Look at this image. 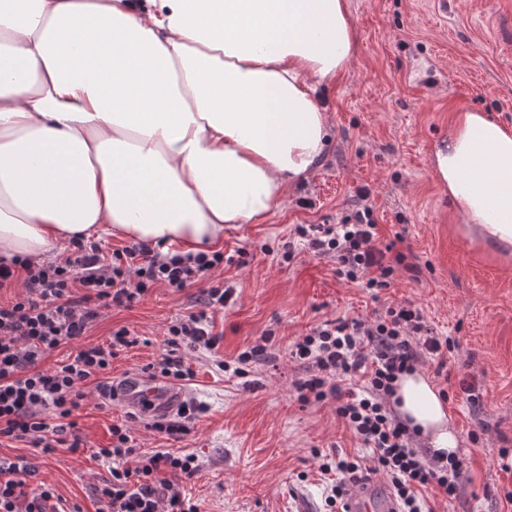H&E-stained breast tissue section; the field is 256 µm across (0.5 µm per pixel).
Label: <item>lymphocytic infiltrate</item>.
I'll return each mask as SVG.
<instances>
[{"label":"lymphocytic infiltrate","instance_id":"lymphocytic-infiltrate-1","mask_svg":"<svg viewBox=\"0 0 512 512\" xmlns=\"http://www.w3.org/2000/svg\"><path fill=\"white\" fill-rule=\"evenodd\" d=\"M369 197L368 189L360 190L364 205L345 223L300 224L294 235L315 256L332 257L340 279L375 294L391 287L405 256L394 243L380 241ZM223 264L218 251L168 257L138 243L107 255L96 243L81 240L64 259L45 265L19 256L0 259V289L17 280V271L26 274L22 297L0 303V439L27 440L46 450L67 444L85 386L110 399L112 361L138 342L125 327L104 345L82 346L79 338L99 309L132 307L158 283L203 286L200 309L169 326L170 350L155 368L163 378L192 377L178 351L216 348L209 311L224 306L232 291L205 281ZM73 341L78 347L67 360L42 368L48 353ZM451 347L450 338L434 335L421 309L408 301L370 323L344 317L322 321L294 343L290 354L307 371L295 384L299 400L335 401L337 417L367 450L363 456L322 460L319 472L330 484L324 512H345L349 486L364 473L387 480L398 512H431L423 495L431 486L455 497L461 460L446 463L419 448L415 433L389 404L398 375L425 359L443 358ZM347 380L358 381V389L344 388ZM111 434L110 446L93 454L108 463L110 473L98 490V512H199L198 503L179 488L180 480L197 470L193 455L141 451L121 423ZM31 474L30 467L0 461V512H48L54 493L45 485L27 489Z\"/></svg>","mask_w":512,"mask_h":512}]
</instances>
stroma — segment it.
Instances as JSON below:
<instances>
[{"instance_id": "obj_1", "label": "stroma", "mask_w": 512, "mask_h": 512, "mask_svg": "<svg viewBox=\"0 0 512 512\" xmlns=\"http://www.w3.org/2000/svg\"><path fill=\"white\" fill-rule=\"evenodd\" d=\"M358 35L352 70L324 92L330 140L318 172L295 188L264 223L224 230L220 251L245 253L225 265L216 284H229V304L212 310L214 350L191 355L186 400L198 412L182 439L168 440L132 425L140 448H169L197 457L198 471L182 487L201 512H320L327 493L322 456L352 455L357 442L337 419L334 401L302 403L293 388L305 377L291 345L316 323L337 317L373 321L408 300L435 335L450 337L447 376L422 362L448 393L463 462L454 500L427 492L432 512H512V262L480 252L457 230L448 193L431 164L458 113L481 111L512 127V0H349ZM369 188L381 241L406 256L390 288L378 297L341 281L332 260L297 247L291 262L274 248L298 224H340L361 206ZM272 246V253L261 250ZM199 286L152 288L129 308L103 310L82 341L107 343L127 327L138 345L112 362V376L144 374L168 350L167 329L200 307ZM271 335L273 359L234 376L238 354ZM481 395L467 401V387ZM129 407L100 404L88 394L75 414L79 448L45 452L25 441H0V458L34 467L28 486L49 485L64 512H96L97 490L110 473L94 449L108 446L113 424ZM479 442H471V431Z\"/></svg>"}]
</instances>
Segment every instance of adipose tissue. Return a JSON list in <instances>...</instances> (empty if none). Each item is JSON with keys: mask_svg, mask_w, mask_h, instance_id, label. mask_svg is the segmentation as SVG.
I'll return each instance as SVG.
<instances>
[{"mask_svg": "<svg viewBox=\"0 0 512 512\" xmlns=\"http://www.w3.org/2000/svg\"><path fill=\"white\" fill-rule=\"evenodd\" d=\"M348 0H0V256L106 232L187 254L263 222L321 166ZM433 166L459 228L512 260V128L460 113ZM390 404L456 454L423 369Z\"/></svg>", "mask_w": 512, "mask_h": 512, "instance_id": "1", "label": "adipose tissue"}]
</instances>
